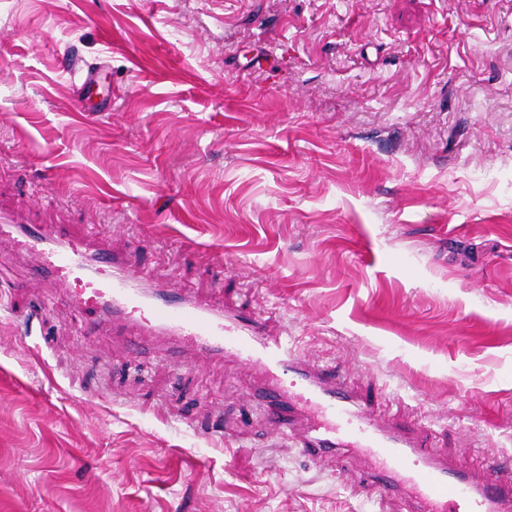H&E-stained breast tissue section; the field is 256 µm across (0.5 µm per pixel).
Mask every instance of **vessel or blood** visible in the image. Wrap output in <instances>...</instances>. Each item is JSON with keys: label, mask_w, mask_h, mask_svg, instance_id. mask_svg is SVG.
Returning a JSON list of instances; mask_svg holds the SVG:
<instances>
[{"label": "vessel or blood", "mask_w": 512, "mask_h": 512, "mask_svg": "<svg viewBox=\"0 0 512 512\" xmlns=\"http://www.w3.org/2000/svg\"><path fill=\"white\" fill-rule=\"evenodd\" d=\"M21 247L34 258L32 280L64 288L66 301L123 330L135 350L163 341L167 350L221 361L237 358L263 380L252 395L273 430L288 434L312 462L339 448H356L372 471L370 487L409 483L416 512H512V485L501 463L480 474L453 469L421 447L409 428L383 424L366 411L336 375L304 361L294 337L267 336L257 320L169 290L132 268L95 233L71 224L22 229Z\"/></svg>", "instance_id": "1"}]
</instances>
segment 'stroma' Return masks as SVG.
I'll use <instances>...</instances> for the list:
<instances>
[{
  "label": "stroma",
  "instance_id": "stroma-1",
  "mask_svg": "<svg viewBox=\"0 0 512 512\" xmlns=\"http://www.w3.org/2000/svg\"><path fill=\"white\" fill-rule=\"evenodd\" d=\"M0 209L259 314L460 470L512 457V0H0ZM31 265L0 239V512H413L236 359L31 319Z\"/></svg>",
  "mask_w": 512,
  "mask_h": 512
}]
</instances>
